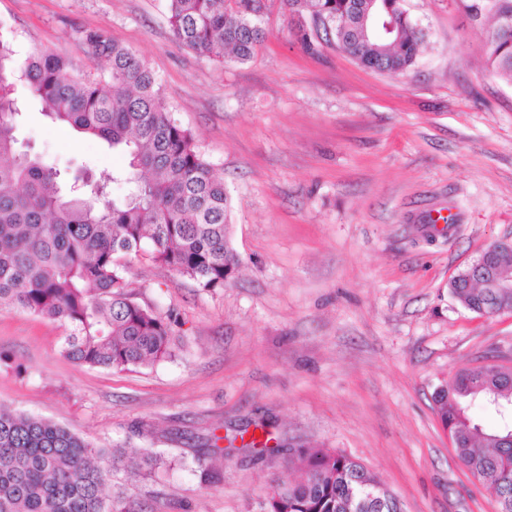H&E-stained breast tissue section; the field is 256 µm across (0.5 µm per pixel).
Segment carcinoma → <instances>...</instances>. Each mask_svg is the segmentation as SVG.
Masks as SVG:
<instances>
[{
	"label": "carcinoma",
	"instance_id": "1",
	"mask_svg": "<svg viewBox=\"0 0 512 512\" xmlns=\"http://www.w3.org/2000/svg\"><path fill=\"white\" fill-rule=\"evenodd\" d=\"M176 42L197 55L244 63L265 40L264 0H166ZM296 40L316 45L302 19L334 39L362 66L404 73L417 61L426 33L401 0H282ZM488 64L512 82V0H482ZM393 23L388 33L363 30L364 11ZM78 47L104 64L80 76L67 56L34 51L18 60L0 33V308L48 319L65 330L62 353L77 366L126 371L175 356L173 312L142 304L130 290L125 258L141 256L211 291L231 279L239 259L230 244L224 180L199 152L193 134L167 111L149 66L103 31L78 30ZM23 78L51 121L66 124L123 153L112 181L127 186L108 200V180L66 179L17 137L21 109L12 79ZM471 311L504 307L511 293L452 289ZM439 419L459 461L512 512V366L465 368L434 392ZM475 404L496 417L488 428ZM149 466L148 448H96L51 420L0 403V512H123L104 494L112 472L128 462ZM296 479L275 480L267 512H404L377 476L334 450L299 448Z\"/></svg>",
	"mask_w": 512,
	"mask_h": 512
}]
</instances>
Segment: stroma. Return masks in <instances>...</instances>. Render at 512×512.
Here are the masks:
<instances>
[{"instance_id": "1", "label": "stroma", "mask_w": 512, "mask_h": 512, "mask_svg": "<svg viewBox=\"0 0 512 512\" xmlns=\"http://www.w3.org/2000/svg\"><path fill=\"white\" fill-rule=\"evenodd\" d=\"M468 0H405L426 32L401 75L362 67L335 45L305 52L280 0L244 63L183 49L166 0H0L19 56L101 63L79 30L105 31L155 74L172 116L230 195L239 268L202 291L143 258L127 278L144 304L174 308L176 358L112 372L61 353L57 323L0 309V403L100 447H153V476H113L134 512H265L290 454L342 452L375 473L405 512H497L457 459L434 389L488 356L512 362V313L484 316L448 288L492 241L512 234V83L486 64ZM18 139L65 175L109 173L123 155L50 124L28 86ZM447 224L432 223L437 213ZM269 431L270 447L241 434ZM223 459L201 464L209 433Z\"/></svg>"}]
</instances>
